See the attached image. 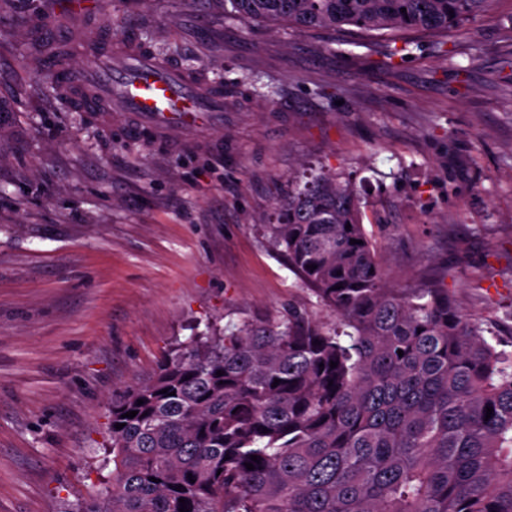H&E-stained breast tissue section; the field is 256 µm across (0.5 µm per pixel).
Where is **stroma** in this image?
Here are the masks:
<instances>
[{
  "mask_svg": "<svg viewBox=\"0 0 512 512\" xmlns=\"http://www.w3.org/2000/svg\"><path fill=\"white\" fill-rule=\"evenodd\" d=\"M0 0V512L93 493L113 397L179 342L295 308L324 321L265 226L313 167L353 179L390 284L429 280L512 351V0L388 37L225 15L222 0H101L113 39L224 85L211 133L130 134L43 76L35 16Z\"/></svg>",
  "mask_w": 512,
  "mask_h": 512,
  "instance_id": "35a3bbf8",
  "label": "stroma"
}]
</instances>
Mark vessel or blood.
I'll list each match as a JSON object with an SVG mask.
<instances>
[{
  "label": "vessel or blood",
  "instance_id": "obj_1",
  "mask_svg": "<svg viewBox=\"0 0 512 512\" xmlns=\"http://www.w3.org/2000/svg\"><path fill=\"white\" fill-rule=\"evenodd\" d=\"M78 45L84 66L69 70L58 89L98 112L133 118L132 132L196 131L224 117V89L146 52L132 39L114 41L95 28Z\"/></svg>",
  "mask_w": 512,
  "mask_h": 512
}]
</instances>
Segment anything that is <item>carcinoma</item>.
Masks as SVG:
<instances>
[{
  "instance_id": "carcinoma-1",
  "label": "carcinoma",
  "mask_w": 512,
  "mask_h": 512,
  "mask_svg": "<svg viewBox=\"0 0 512 512\" xmlns=\"http://www.w3.org/2000/svg\"><path fill=\"white\" fill-rule=\"evenodd\" d=\"M490 3L224 0L248 22L393 41ZM358 196L321 172L266 225L331 319L290 308L178 344L152 379L112 399V474L66 512H180L181 498L188 512H512V354L448 289L387 282Z\"/></svg>"
}]
</instances>
